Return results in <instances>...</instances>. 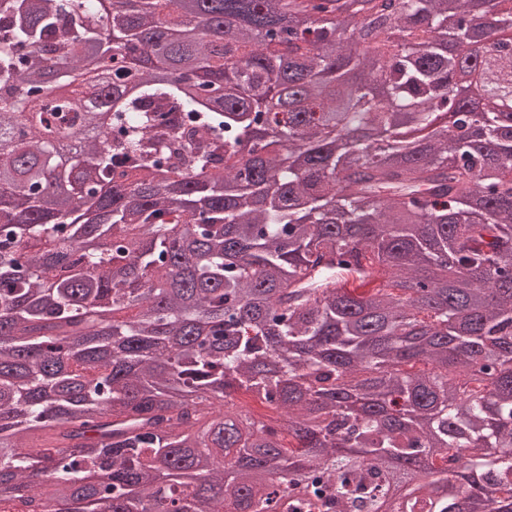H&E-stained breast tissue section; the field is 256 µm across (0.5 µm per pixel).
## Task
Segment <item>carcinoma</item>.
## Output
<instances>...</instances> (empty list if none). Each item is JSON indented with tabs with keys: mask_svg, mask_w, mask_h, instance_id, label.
<instances>
[{
	"mask_svg": "<svg viewBox=\"0 0 512 512\" xmlns=\"http://www.w3.org/2000/svg\"><path fill=\"white\" fill-rule=\"evenodd\" d=\"M110 2L0 0V512H512V7Z\"/></svg>",
	"mask_w": 512,
	"mask_h": 512,
	"instance_id": "1",
	"label": "carcinoma"
}]
</instances>
